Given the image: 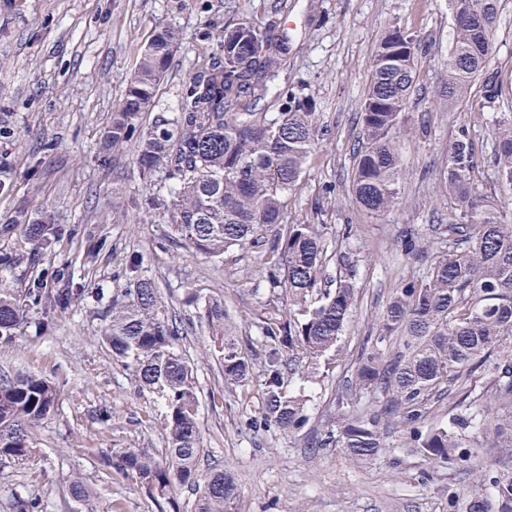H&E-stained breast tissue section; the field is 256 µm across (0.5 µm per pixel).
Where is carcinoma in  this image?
Wrapping results in <instances>:
<instances>
[{"mask_svg": "<svg viewBox=\"0 0 512 512\" xmlns=\"http://www.w3.org/2000/svg\"><path fill=\"white\" fill-rule=\"evenodd\" d=\"M502 3L448 0L454 19L445 95L450 112L470 100L475 86L489 103L502 93L499 72L491 69ZM177 41L170 27L154 30L104 129L103 150L115 157L133 142L140 176L151 183L161 173L162 181L173 184L167 222L193 252L222 259L238 249L259 259L272 311L256 323L250 343L241 345L228 331L222 303L196 293L187 302L212 331L204 353L216 356L222 369L224 385L210 390L211 407H224L226 392L247 393L257 365L261 397L248 425L293 434L307 421L308 399L298 383L311 381L314 365L339 354L355 306L351 281L322 287L329 259L323 225L284 223L288 195L299 188L318 136L316 103L281 88L279 111L240 110L242 99L257 102L268 93L289 36L273 23L262 31L237 22L224 27L223 55L185 83L177 116L160 115L143 129L142 112L165 78ZM419 51L421 40L399 28L386 32L375 48L351 181L354 201L369 215L399 206L398 142L407 130ZM493 166L498 190L511 196V115L495 125ZM475 168L473 138L463 123L441 176L448 196V251L424 276L392 290L375 334L363 343L348 393L338 398L335 418L310 448H338L356 461L374 462L391 451L393 424L402 425L410 446L435 462L466 468L476 448H496L507 462L479 470L478 483L489 493L478 492L467 502L470 512H512V221L504 219L498 196L478 191ZM19 224L26 226L30 249L4 256L8 264H40L60 241L77 235L26 199L0 224V237H9ZM86 239L82 260L92 265L105 242L90 234ZM123 276L127 287L113 292L103 308L102 339L139 387L159 399L166 447L159 458L149 448H113L100 455L99 465L134 478L153 499L184 486L195 492L191 512H236L232 472L219 464L200 468L199 389L179 349L182 319L165 315L141 259L129 260ZM104 296L102 288L75 286L48 263L25 287H0V342L13 343L28 324L42 333L57 313L83 301L99 304ZM297 348L309 360L303 370L288 358ZM479 372L487 386L469 390L448 409V426L423 429L434 395ZM57 401L56 387L43 377H0L1 463L32 457V428L55 412ZM477 429L481 441L473 436ZM69 489L81 512H96L80 477L71 479Z\"/></svg>", "mask_w": 512, "mask_h": 512, "instance_id": "carcinoma-1", "label": "carcinoma"}]
</instances>
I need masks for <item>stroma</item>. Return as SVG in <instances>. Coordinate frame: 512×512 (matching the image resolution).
Wrapping results in <instances>:
<instances>
[{
	"instance_id": "1",
	"label": "stroma",
	"mask_w": 512,
	"mask_h": 512,
	"mask_svg": "<svg viewBox=\"0 0 512 512\" xmlns=\"http://www.w3.org/2000/svg\"><path fill=\"white\" fill-rule=\"evenodd\" d=\"M243 20L260 27L277 21L291 37L273 84L315 100L319 137L300 190L288 197L285 221L323 225L331 256L326 274L351 278L357 302L340 340L347 360L320 368L306 386L307 423L292 435L253 431L248 419L256 399L228 392L222 411L200 407L202 457L234 474L237 512H448L449 492L462 499L474 493L471 472L424 458L402 428L390 433L393 452L372 463L336 448L313 456L306 443L333 414L351 376L349 362L393 288L424 275L448 249L440 231L448 202L439 174L461 123L475 139L477 187L494 189L492 124L512 108V0H505L494 36L492 65L502 96L492 104L474 99L461 112L449 111L436 96L454 24L448 0H0V172L14 185L12 196H0V223L25 197L58 223L106 239L87 271L74 245L64 241L54 249L52 266L88 288L125 287L123 268L140 256L167 313L183 320L179 347L200 390L221 384L218 360L203 353L208 326L185 297L194 292L223 302L233 332L253 335L268 301L259 287L260 262L238 250L214 261L174 239L163 212L140 205L150 186L135 165V145L106 159L100 137L156 27L171 26L180 39L143 115L146 127L155 115L173 117L183 83L220 54L225 24ZM395 27L418 35L426 52L407 107L412 131L400 142L402 203L371 216L349 191L361 132L356 117L375 46ZM407 229L428 240V253L405 249ZM99 310L91 303L59 314L43 335L30 327L14 345L0 346V374L47 378L59 394L54 415L33 431V459L7 467L0 512H14L20 493L38 496L44 512H76L68 489L75 474L93 491L99 512H172L176 506L189 512L192 490L176 488L173 503H160L134 479L98 464L105 448L160 451L166 444L161 406L113 361L100 336ZM103 407L113 414L106 424L97 419Z\"/></svg>"
}]
</instances>
